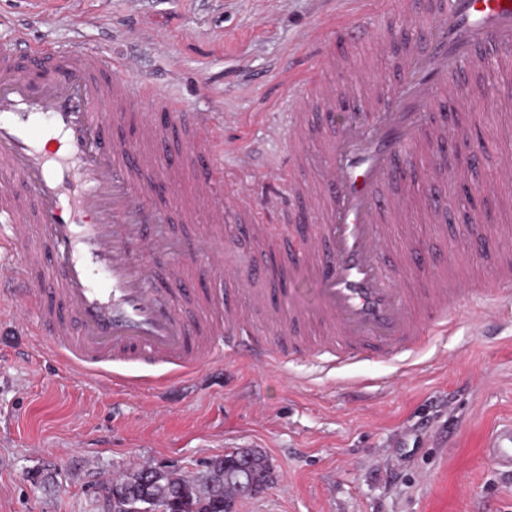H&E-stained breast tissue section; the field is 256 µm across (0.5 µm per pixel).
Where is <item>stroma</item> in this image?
<instances>
[{
  "label": "stroma",
  "mask_w": 512,
  "mask_h": 512,
  "mask_svg": "<svg viewBox=\"0 0 512 512\" xmlns=\"http://www.w3.org/2000/svg\"><path fill=\"white\" fill-rule=\"evenodd\" d=\"M339 0H0V45L15 30L63 51L97 45L135 58L134 80L165 83L187 107L235 112L228 142L280 146L269 127L299 72L304 40ZM465 115L485 151L472 186L497 178L512 155V83L483 64L465 76ZM443 228L417 223L414 245L483 271L485 243L464 220L512 225V184L487 199L448 191ZM281 312H308L312 272L288 262ZM419 354L323 371L261 368L240 356L175 377L129 366L121 376L68 370L32 336L26 316L0 305V512H104V489L147 466L199 478L207 462L261 451L262 492L235 512H512V475L484 455L489 432L512 424V298Z\"/></svg>",
  "instance_id": "obj_1"
}]
</instances>
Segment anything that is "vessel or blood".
Returning <instances> with one entry per match:
<instances>
[{
    "label": "vessel or blood",
    "mask_w": 512,
    "mask_h": 512,
    "mask_svg": "<svg viewBox=\"0 0 512 512\" xmlns=\"http://www.w3.org/2000/svg\"><path fill=\"white\" fill-rule=\"evenodd\" d=\"M400 2V24L419 36L400 55L373 23L374 0H351L353 21L326 17L331 40L370 42V60L336 89L323 77L336 58L319 55L287 100L275 156L236 151L224 139L233 113L199 112L163 85L125 77L132 61L84 46L58 53L15 33L0 48V303L27 311L34 335L79 372L130 363L182 376L240 352L265 366L304 357L327 370L413 356L447 335L457 307L476 306L479 322L494 314L512 296L511 225L479 226L495 242L479 277L457 278L447 256L405 249L402 269L437 272L409 289L384 258L414 236L399 186L422 146L434 160L424 221L445 222L441 192L465 167L448 156L457 129L442 105L477 50L512 44V0ZM390 57L385 81L374 62ZM314 142L325 159L306 178ZM182 185L192 203L174 197ZM300 209L317 223L295 227ZM241 225L261 255L246 272L234 260ZM185 252L200 256L196 269L175 261ZM291 260L314 272L320 296L312 315L284 319L274 297ZM203 278L237 301L216 308ZM258 310L273 315L266 327L255 324ZM485 448L512 471V425Z\"/></svg>",
    "instance_id": "obj_1"
}]
</instances>
